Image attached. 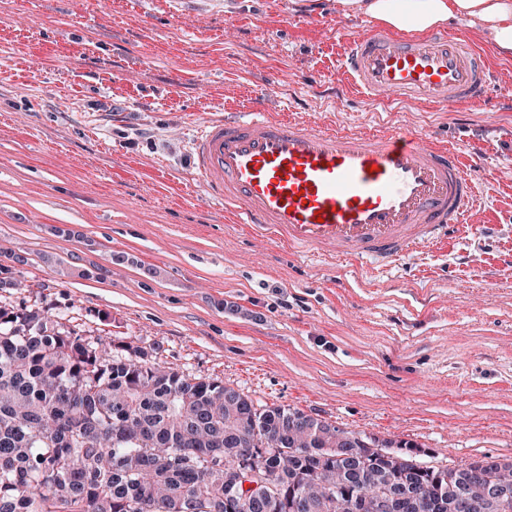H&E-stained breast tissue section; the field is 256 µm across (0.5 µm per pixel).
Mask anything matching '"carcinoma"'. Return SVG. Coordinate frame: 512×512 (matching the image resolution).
I'll use <instances>...</instances> for the list:
<instances>
[{
  "label": "carcinoma",
  "instance_id": "cac0c4a2",
  "mask_svg": "<svg viewBox=\"0 0 512 512\" xmlns=\"http://www.w3.org/2000/svg\"><path fill=\"white\" fill-rule=\"evenodd\" d=\"M122 343L83 336L37 304L0 305V512H462L465 465H428L285 406L258 408ZM512 488V460L485 455ZM474 512H512L477 496Z\"/></svg>",
  "mask_w": 512,
  "mask_h": 512
}]
</instances>
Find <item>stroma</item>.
<instances>
[{"mask_svg": "<svg viewBox=\"0 0 512 512\" xmlns=\"http://www.w3.org/2000/svg\"><path fill=\"white\" fill-rule=\"evenodd\" d=\"M335 0H0V247L76 331L149 348L262 406L419 447L512 458V56L486 103L388 112L338 74ZM306 126L402 125L479 150L477 201L388 269L264 242L194 175L203 122L254 104Z\"/></svg>", "mask_w": 512, "mask_h": 512, "instance_id": "35a3bbf8", "label": "stroma"}]
</instances>
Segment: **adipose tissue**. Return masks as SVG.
<instances>
[{
    "instance_id": "obj_1",
    "label": "adipose tissue",
    "mask_w": 512,
    "mask_h": 512,
    "mask_svg": "<svg viewBox=\"0 0 512 512\" xmlns=\"http://www.w3.org/2000/svg\"><path fill=\"white\" fill-rule=\"evenodd\" d=\"M336 3L397 31L424 33L466 21L480 27L486 43L496 52L512 54V0H336Z\"/></svg>"
}]
</instances>
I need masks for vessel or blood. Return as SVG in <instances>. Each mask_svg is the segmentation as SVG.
Here are the masks:
<instances>
[{
    "mask_svg": "<svg viewBox=\"0 0 512 512\" xmlns=\"http://www.w3.org/2000/svg\"><path fill=\"white\" fill-rule=\"evenodd\" d=\"M342 73L368 100L450 111L485 102L486 58L465 34H346ZM193 168L210 198L264 240L336 261H398L445 240L476 187L454 145L393 127L308 128L253 109L201 125Z\"/></svg>",
    "mask_w": 512,
    "mask_h": 512,
    "instance_id": "vessel-or-blood-1",
    "label": "vessel or blood"
}]
</instances>
